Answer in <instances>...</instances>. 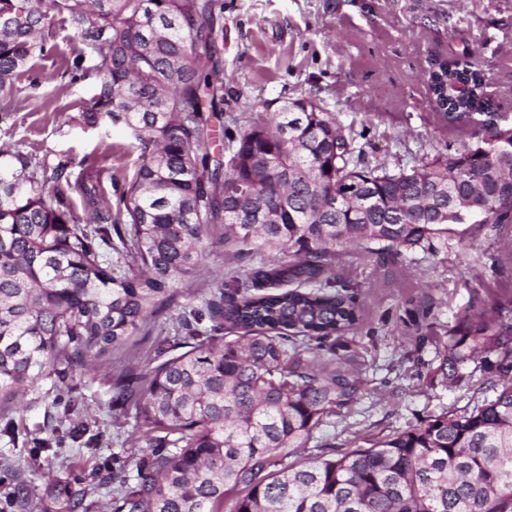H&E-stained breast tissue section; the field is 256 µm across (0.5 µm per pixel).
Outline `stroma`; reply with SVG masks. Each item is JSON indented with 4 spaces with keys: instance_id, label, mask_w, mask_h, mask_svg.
I'll return each mask as SVG.
<instances>
[{
    "instance_id": "obj_1",
    "label": "stroma",
    "mask_w": 512,
    "mask_h": 512,
    "mask_svg": "<svg viewBox=\"0 0 512 512\" xmlns=\"http://www.w3.org/2000/svg\"><path fill=\"white\" fill-rule=\"evenodd\" d=\"M223 35L216 56L224 81V125L210 141L224 153L225 131H236L255 109H278L287 98L306 96L352 127L369 165L411 166L458 148L454 136L434 128L422 73L431 59L478 47L487 90L512 114V0H219ZM53 54L35 60L34 71H63L83 44L62 16L52 20ZM0 102L9 110L0 123V146L37 155L67 154L70 178L82 161L109 171L104 196L117 200L125 177L140 162L125 132H99L76 123L96 93L95 79L76 84L53 80L31 86ZM223 225H215L204 258L172 303L120 349L105 358L101 373L82 378L76 389L44 380L13 405L17 442L0 438V491L11 486V471L26 477L33 496L44 490L48 464L30 454L31 434L46 412L69 411L71 419L92 416L105 447L92 449L65 440L63 454L80 463L89 478L88 501L105 491L90 474L101 463L136 474L131 428L112 407L103 376L128 366H147L156 347L173 334L183 305L203 309L209 291L224 276L227 254ZM512 224H455L431 247L378 255L343 251L336 274L349 282L360 308L353 333L365 359V395L353 413L336 415L321 433L336 452L369 447L419 425L443 411L464 413L493 397L488 374L475 372L456 388L443 386L434 371L436 351L449 329L467 313L512 305V259L503 244Z\"/></svg>"
}]
</instances>
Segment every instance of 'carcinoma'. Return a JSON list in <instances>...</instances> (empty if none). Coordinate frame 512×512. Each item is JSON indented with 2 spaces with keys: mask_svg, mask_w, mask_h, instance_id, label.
Segmentation results:
<instances>
[{
  "mask_svg": "<svg viewBox=\"0 0 512 512\" xmlns=\"http://www.w3.org/2000/svg\"><path fill=\"white\" fill-rule=\"evenodd\" d=\"M218 0H0V99L47 57L52 17L92 54L67 63L99 93L75 120L124 128L142 150L119 207L104 205L91 166L57 185L51 165L0 149V435L9 406L40 379L69 383L124 346L173 303L200 264L214 224L247 264L225 273L202 313L185 306L176 335L145 368L109 375L112 405L146 441L137 478L111 512H512V309L466 314L438 351L435 374L459 386L471 363L495 396L339 457L316 436L364 392V357L348 333L357 305L336 279L348 246L377 254L423 248L452 224H512V119L487 92L471 49L423 76L438 127L461 148L420 167L365 164L336 114L307 97L258 111L224 132L212 156L224 86L212 48ZM83 200L75 219L66 190ZM269 251L276 262H257ZM34 447L59 460L41 512H89L77 463L54 450L103 432L46 418ZM311 459L298 457L309 447ZM230 510H225L227 502ZM21 476L0 512H28Z\"/></svg>",
  "mask_w": 512,
  "mask_h": 512,
  "instance_id": "1",
  "label": "carcinoma"
}]
</instances>
